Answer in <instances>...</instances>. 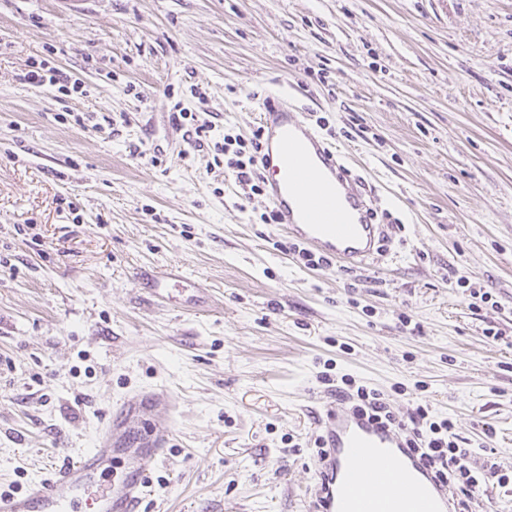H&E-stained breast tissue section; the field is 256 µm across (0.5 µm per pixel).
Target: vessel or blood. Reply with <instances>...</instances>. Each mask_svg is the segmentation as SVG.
<instances>
[{"mask_svg": "<svg viewBox=\"0 0 512 512\" xmlns=\"http://www.w3.org/2000/svg\"><path fill=\"white\" fill-rule=\"evenodd\" d=\"M260 174L264 193L288 236L320 254L362 266L384 252L388 227L373 218V197L364 179L352 175L339 150L315 132L287 97L259 112ZM154 294L183 281L181 271H138ZM166 394L134 396L106 421L94 447L67 459L25 492L0 494V512H139L150 471L167 455V425L148 418L165 414ZM323 451L311 489L313 512H453L449 487L400 430L344 406L321 422ZM128 462L124 476L84 500L102 467Z\"/></svg>", "mask_w": 512, "mask_h": 512, "instance_id": "obj_1", "label": "vessel or blood"}]
</instances>
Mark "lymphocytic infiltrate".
<instances>
[{"instance_id":"1","label":"lymphocytic infiltrate","mask_w":512,"mask_h":512,"mask_svg":"<svg viewBox=\"0 0 512 512\" xmlns=\"http://www.w3.org/2000/svg\"><path fill=\"white\" fill-rule=\"evenodd\" d=\"M260 147V135L256 132L247 138H228L218 146L219 156L213 161L214 166L223 165L232 170L247 197L263 192L258 173ZM337 393L348 399L353 408L371 414L381 423L410 430L411 448L419 450L442 481L449 485L457 499L459 512H480L481 492L489 482H496L501 489L512 490V475L497 463L480 460L478 449L461 447L453 422L435 417L428 406L417 405L407 419H400L378 390L356 384L348 377L344 378Z\"/></svg>"}]
</instances>
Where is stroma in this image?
Listing matches in <instances>:
<instances>
[{"mask_svg":"<svg viewBox=\"0 0 512 512\" xmlns=\"http://www.w3.org/2000/svg\"><path fill=\"white\" fill-rule=\"evenodd\" d=\"M41 61L77 90L22 81ZM280 95L397 223L377 261L305 267L211 168ZM0 255V493L162 391L139 512H311L345 375L512 471V0H0ZM162 266L192 288L155 300ZM175 108L178 111L174 113L175 122L179 123V125H184L185 122L187 121L192 129H188L187 133H189V135H191L192 138H194L195 143L199 144V146H202L201 143L203 139L206 140L207 137L210 136L209 133L212 131V126L207 123L198 124V119H195V116L192 113L184 112V110L179 108V106ZM136 275L138 279L146 278L150 280V290L155 294L154 296L161 298L164 297L161 293L165 291L172 282H184L185 279L181 271L167 268H153L151 272L140 270Z\"/></svg>","mask_w":512,"mask_h":512,"instance_id":"1","label":"stroma"}]
</instances>
